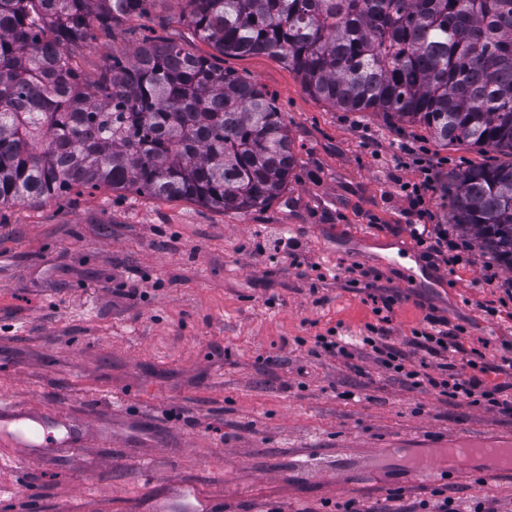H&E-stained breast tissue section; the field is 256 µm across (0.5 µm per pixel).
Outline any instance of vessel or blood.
I'll list each match as a JSON object with an SVG mask.
<instances>
[{
    "label": "vessel or blood",
    "instance_id": "vessel-or-blood-1",
    "mask_svg": "<svg viewBox=\"0 0 512 512\" xmlns=\"http://www.w3.org/2000/svg\"><path fill=\"white\" fill-rule=\"evenodd\" d=\"M44 423L39 408L0 403V469L18 467L20 451L32 452L74 442L73 427H66L64 435L58 437ZM292 458L313 479L331 478L344 489L351 485L346 468L319 456L313 449H294ZM408 469L415 487L431 488L461 478L472 479L478 485L495 481L499 474L512 472V432L489 431L475 439L460 436L436 439L427 451L410 458Z\"/></svg>",
    "mask_w": 512,
    "mask_h": 512
}]
</instances>
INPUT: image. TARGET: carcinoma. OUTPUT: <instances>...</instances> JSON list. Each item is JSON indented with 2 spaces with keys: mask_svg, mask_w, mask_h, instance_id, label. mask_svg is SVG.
Wrapping results in <instances>:
<instances>
[{
  "mask_svg": "<svg viewBox=\"0 0 512 512\" xmlns=\"http://www.w3.org/2000/svg\"><path fill=\"white\" fill-rule=\"evenodd\" d=\"M148 0H0V207L101 185L249 211L288 184L274 99L183 45L147 37L98 78L68 47ZM222 55L267 54L345 112L512 155V0H185ZM450 223L512 270V163L470 167Z\"/></svg>",
  "mask_w": 512,
  "mask_h": 512,
  "instance_id": "cac0c4a2",
  "label": "carcinoma"
}]
</instances>
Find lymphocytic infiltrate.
<instances>
[{
  "label": "lymphocytic infiltrate",
  "instance_id": "f902f5d3",
  "mask_svg": "<svg viewBox=\"0 0 512 512\" xmlns=\"http://www.w3.org/2000/svg\"><path fill=\"white\" fill-rule=\"evenodd\" d=\"M412 345L433 357L441 358V377L425 378L423 365L410 364L407 356L391 344L384 328L370 324L364 336L346 341L341 336H315L313 345L322 352L346 359L357 356L372 359L380 367L397 373L403 382L417 386L428 382L440 395L451 399H483L499 414L512 418V397H503V378L512 379V356L487 361L483 354L471 352L460 364L445 363L443 356L454 346L455 338L444 330L442 320L426 317L422 327L414 329Z\"/></svg>",
  "mask_w": 512,
  "mask_h": 512
}]
</instances>
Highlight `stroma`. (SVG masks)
<instances>
[{
  "label": "stroma",
  "mask_w": 512,
  "mask_h": 512,
  "mask_svg": "<svg viewBox=\"0 0 512 512\" xmlns=\"http://www.w3.org/2000/svg\"><path fill=\"white\" fill-rule=\"evenodd\" d=\"M184 13V0H149L143 16L96 30L71 53L95 78L144 38L189 45L274 98L296 166L276 199L247 212L105 186L0 209V398L63 412L87 432L81 446L0 471V486L17 492L0 512H192L170 494L179 483L232 512H331L350 492L307 482L289 449L371 444L388 456L376 475H353L376 485L363 507L375 512L398 489L407 504L430 498L406 476L430 434L507 431L512 419L412 388L367 358L350 367L313 355L307 340L376 323L365 292L345 281L358 262L401 296L385 325L397 347L432 308L460 327L465 349L502 355L512 344V270L456 227L454 266L426 259L412 232L423 220L447 224L456 174L491 154L379 112L340 111L278 57L220 55ZM411 149L421 164L409 163ZM427 176L423 219L403 186ZM409 273L454 288L408 290ZM123 288L138 294L122 297ZM144 457L153 473L140 468ZM453 495L512 512V476L460 479Z\"/></svg>",
  "instance_id": "1"
}]
</instances>
